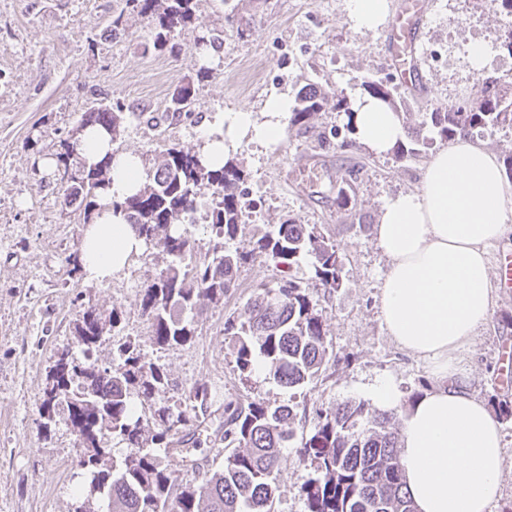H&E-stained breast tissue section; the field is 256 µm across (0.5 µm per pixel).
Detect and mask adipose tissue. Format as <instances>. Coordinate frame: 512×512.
<instances>
[{
	"instance_id": "obj_1",
	"label": "adipose tissue",
	"mask_w": 512,
	"mask_h": 512,
	"mask_svg": "<svg viewBox=\"0 0 512 512\" xmlns=\"http://www.w3.org/2000/svg\"><path fill=\"white\" fill-rule=\"evenodd\" d=\"M288 100L270 99L264 119L247 111L225 113L205 130L200 152L219 162L247 141L278 144ZM357 141L377 154L401 141L403 126L379 100L352 98ZM111 156L104 206L85 225L81 258L86 281L101 283L122 272L144 242L113 202L148 179L141 158L117 151L111 134L84 129L80 158L93 166ZM507 188L497 158L470 140L441 147L427 162L419 189L388 198L373 228L389 260L380 296L388 336L426 362L435 381L402 419L400 460L418 512H489L501 494L503 449L499 426L485 404L469 394L465 352L491 312L488 245L512 232Z\"/></svg>"
}]
</instances>
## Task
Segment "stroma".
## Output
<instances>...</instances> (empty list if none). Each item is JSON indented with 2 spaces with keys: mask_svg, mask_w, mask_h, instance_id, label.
Here are the masks:
<instances>
[{
  "mask_svg": "<svg viewBox=\"0 0 512 512\" xmlns=\"http://www.w3.org/2000/svg\"><path fill=\"white\" fill-rule=\"evenodd\" d=\"M193 0V18L174 34V53L145 45L149 21L126 8L125 0H0V512H73L75 491L83 481V454L62 418L45 421L40 404L56 354L75 345L74 323L81 303L116 310V337L131 338L145 362L167 375L170 390L138 407L144 424L153 425L156 409L178 408L181 390L202 384L213 409L225 402L263 398L305 404L282 449L275 472L274 512H305L302 483L311 468L297 449L316 425V410L347 401L371 402L373 388L392 382L402 397L434 386L425 362L401 351L380 320L379 295L389 260L373 235L384 201L416 190L433 152L396 161L367 148H342V114L326 108L310 133L284 131L278 145L244 144L236 161L257 210L248 217L246 235L276 229L292 218L318 225L343 255L342 285L335 293L316 291L327 318L332 362L304 388L291 391L257 369L242 383L234 368L231 340L224 334L228 316L240 315L257 286L273 282L272 264L258 258L239 272V287L218 306H207L197 329L182 345L158 348L141 299L148 276L165 259L153 249L134 257L112 280L91 284L72 273L68 258L80 250L83 213L64 203L53 158L60 142L94 105L121 106L124 130L119 151L139 155L153 168L157 155L177 145L199 150L201 134L218 116L237 110L262 114L275 97H295L311 84L328 95L354 96L364 80L388 81L404 110L422 112L451 98L479 96L467 55L470 44L490 46L486 70H512V57L494 45L512 20L481 0H421L427 16L419 32L424 48L445 47L441 60L423 56L422 77L407 82L387 63L388 28L355 30L347 0ZM123 15L125 34L113 37L112 19ZM251 18L244 35L226 25V16ZM225 31L222 47H204L203 37ZM209 76L196 81L201 67ZM195 80L190 119L173 126L148 125L146 115L164 112L177 87ZM329 168L333 180L321 193L302 191L293 170L302 163ZM362 164L352 185L355 205L336 208L335 179ZM492 310L479 327L466 361L469 390L489 408L512 401V382L500 366L512 345V288L493 282ZM181 449H156L162 467L180 483L197 482L200 469L224 460L202 427L184 428Z\"/></svg>",
  "mask_w": 512,
  "mask_h": 512,
  "instance_id": "stroma-1",
  "label": "stroma"
}]
</instances>
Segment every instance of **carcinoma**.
I'll return each instance as SVG.
<instances>
[{"label":"carcinoma","instance_id":"1","mask_svg":"<svg viewBox=\"0 0 512 512\" xmlns=\"http://www.w3.org/2000/svg\"><path fill=\"white\" fill-rule=\"evenodd\" d=\"M126 7L150 19L149 44L157 51H174V32L192 19L193 0H125ZM484 94L419 113L420 128L442 142L473 137L476 132L512 129V82L487 73L481 78ZM363 92L400 112L392 88L381 80L362 84ZM192 82L173 93L170 106L148 121H179L191 115ZM327 104L315 87L297 92L288 112V127L299 133L314 128ZM126 117L107 106L84 113L72 139L61 146L57 168L67 174L71 154L78 150L81 129L100 125L117 140ZM80 178L66 188V200L78 204L90 222L99 199L109 187V162L80 167ZM360 169L350 167L336 193V204H350L348 189ZM243 171L235 161L219 167L205 165L197 154L170 147L162 153L149 182L133 196L115 203L146 248H160L169 264L143 289L142 313L151 321L161 346L187 342L195 333L203 307L218 304L237 288L239 268L263 257L279 272L293 270L310 258V278L288 275L273 285L258 287L238 318H227L224 335L231 338L235 366L247 381L259 367L280 385L298 389L312 381L329 363L328 324L318 310L313 289L327 294L342 283V256L315 224L289 218L270 232L232 246L244 235L240 216L246 207ZM211 190L209 228L212 244L202 257L182 229L196 209L201 188ZM101 310L90 306L74 323L77 348L62 351L47 375L42 414L60 411L85 449L79 466L99 477L109 512H273L276 486L273 472L280 449L293 437L290 427L299 404L290 399L272 405L257 398L244 405L224 403V420L214 430L232 452L224 463L201 473L196 485H181L160 465L152 448H168L172 434L207 412L209 393L197 385L182 393L185 410H158L159 429L142 426L132 394L140 403L152 401L168 381L161 368L142 363L138 346L116 340L118 362L102 367L94 351L107 339ZM396 416L373 411L364 402H345L317 412L314 432L301 444L300 456L311 461L314 473L302 485L307 512H417L406 491L399 450ZM111 436L134 449L121 464L105 459L101 442Z\"/></svg>","mask_w":512,"mask_h":512}]
</instances>
